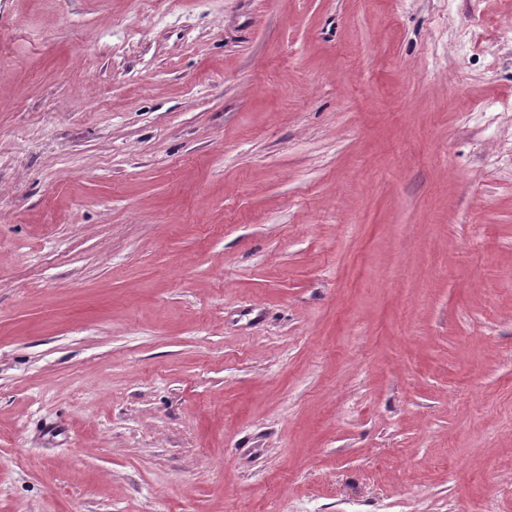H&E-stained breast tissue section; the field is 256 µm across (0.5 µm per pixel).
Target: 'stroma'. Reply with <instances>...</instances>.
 <instances>
[{"mask_svg": "<svg viewBox=\"0 0 512 512\" xmlns=\"http://www.w3.org/2000/svg\"><path fill=\"white\" fill-rule=\"evenodd\" d=\"M512 0H0V512H512Z\"/></svg>", "mask_w": 512, "mask_h": 512, "instance_id": "stroma-1", "label": "stroma"}]
</instances>
